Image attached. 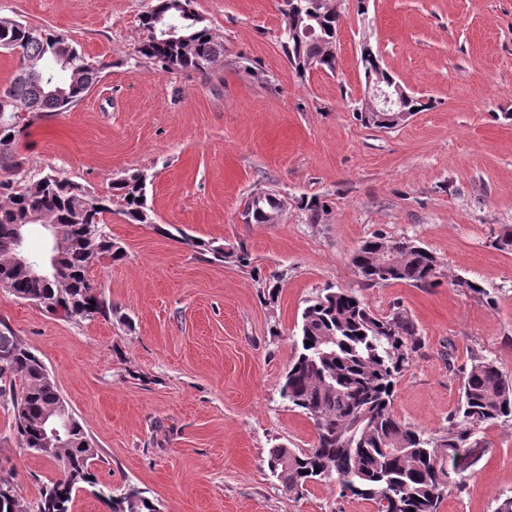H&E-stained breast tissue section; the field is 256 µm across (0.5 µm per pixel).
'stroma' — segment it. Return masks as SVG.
Listing matches in <instances>:
<instances>
[{
  "mask_svg": "<svg viewBox=\"0 0 512 512\" xmlns=\"http://www.w3.org/2000/svg\"><path fill=\"white\" fill-rule=\"evenodd\" d=\"M155 0H0V19L68 38L101 69L69 111L34 122L17 153L28 180L56 172L106 196L147 178L153 223L107 218L121 260L90 277L108 317L68 321L0 290V323L35 353L98 452L100 484L146 492L160 512H373L337 485L288 492L267 467L277 445L310 447V418L279 395L307 301L351 289L378 314L401 308L423 348L399 379L398 418L441 433L471 351L512 381V0H340L335 73L297 74L280 46V0H193L224 55L208 74L161 73L134 53ZM428 101L394 130L353 111L365 86L359 45ZM288 203L248 224L247 196ZM328 205L317 220L301 197ZM174 225L180 235L156 232ZM408 237L441 263L436 286L365 287L350 257L374 235ZM244 245L254 264L189 246ZM278 278L266 302L264 280ZM474 281L487 291L462 288ZM0 403V473L23 506L60 472L18 447ZM462 490L439 512H494L512 495V423L482 433Z\"/></svg>",
  "mask_w": 512,
  "mask_h": 512,
  "instance_id": "35a3bbf8",
  "label": "stroma"
}]
</instances>
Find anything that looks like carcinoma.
<instances>
[{"label": "carcinoma", "mask_w": 512, "mask_h": 512, "mask_svg": "<svg viewBox=\"0 0 512 512\" xmlns=\"http://www.w3.org/2000/svg\"><path fill=\"white\" fill-rule=\"evenodd\" d=\"M310 17L309 35L293 36L295 19L281 10L280 43L292 68L303 75L323 65L336 69L340 17L327 0H295ZM180 0H157L141 19L146 36L135 54L157 70L206 73L224 55L219 41L194 12L181 20L174 41L161 34L163 21L178 14ZM0 48L19 55V67L9 85L0 88V288L15 298L38 304L70 321L105 317L109 305L89 276L97 262L121 258L112 242L105 215L112 204L136 224L153 223L147 204L146 176L128 173L112 182V195L98 197L84 186L58 174L28 182L20 177L14 151L17 136L31 121L67 112L100 79V68L87 62L66 38L9 20H0ZM326 201L302 197L299 209L316 219ZM285 200L275 192L248 197L243 216L256 224L262 214L284 211ZM56 224L63 237L59 278L33 282L13 265L11 225L30 224L32 216ZM393 250V266L385 271L377 261L378 244ZM406 240L376 235L363 242L351 262L364 286L390 282L417 288L434 285L440 262L427 249L413 251ZM214 260L231 259L251 265L240 246L212 247ZM296 352L279 384L280 396L314 423L316 437L309 448L278 445L269 450L268 468L288 491L297 494L313 483L334 482L351 496L370 501L381 512H438L447 492L460 489L464 479L456 459L479 445L478 431L512 421V381L504 378L494 360L473 353L461 370L460 399L448 414L443 433L427 435L398 419L393 410L398 379L423 346L415 323L395 309L378 315L350 289L327 288L309 301L301 313ZM0 400L11 405V429L23 450L41 454V421L64 399L42 361L25 348L9 327L0 330ZM399 449L393 455L388 449ZM98 458L82 424L71 418V434L55 447L52 459L60 463L59 476L39 490L33 512H70L77 492L98 488L97 495L110 512H159L146 504L143 492L128 489L116 494L98 487L93 462ZM0 512H26L12 477L0 475Z\"/></svg>", "instance_id": "obj_1"}]
</instances>
